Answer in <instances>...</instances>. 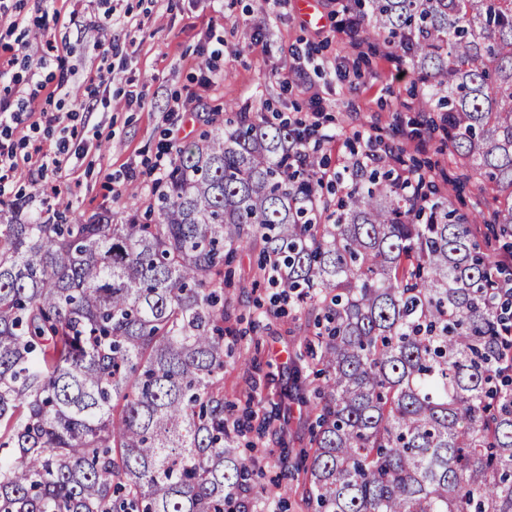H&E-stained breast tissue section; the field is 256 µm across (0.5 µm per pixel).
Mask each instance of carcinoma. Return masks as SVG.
I'll use <instances>...</instances> for the list:
<instances>
[{"label": "carcinoma", "mask_w": 512, "mask_h": 512, "mask_svg": "<svg viewBox=\"0 0 512 512\" xmlns=\"http://www.w3.org/2000/svg\"><path fill=\"white\" fill-rule=\"evenodd\" d=\"M402 51L448 154L492 200L421 207L387 171L325 190L297 131L236 112L176 150L148 221L0 209V512H259L224 417V322L244 249L310 346L306 512H512V0H347Z\"/></svg>", "instance_id": "carcinoma-1"}]
</instances>
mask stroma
<instances>
[{"label": "stroma", "instance_id": "obj_1", "mask_svg": "<svg viewBox=\"0 0 512 512\" xmlns=\"http://www.w3.org/2000/svg\"><path fill=\"white\" fill-rule=\"evenodd\" d=\"M120 24L93 28L102 12L100 0H18L0 14V64L12 58H39L47 48L37 35L48 26L60 47L61 62L76 68L82 80L95 78L97 40L112 44L115 68L100 88V99L81 109L65 103L73 117L69 134L41 133L43 149L67 139L72 154L61 175L25 164L0 186V201L28 199V210L42 207L45 183H57L58 200L73 220L110 210L124 222L144 203L151 187L141 171L163 150L170 133L180 143L197 140L210 119L225 112L264 111L317 123L325 134H340L349 149H362L367 138L399 146L405 160L420 163L433 176L440 194L455 208L477 215L485 204L474 183L459 175L442 144L439 128L425 125L421 91L404 77L393 50L379 42L354 44L341 31L342 15L333 0H318L320 23L305 20L297 0H112ZM306 55L296 58L293 48ZM222 50L223 74L207 82L208 62ZM143 92L145 106L128 104L126 91ZM193 94L189 112L172 111L173 98ZM257 252L238 254L232 266L242 285L234 289L232 311L246 315L255 301H268L269 290L252 288L245 275ZM242 339L226 336L253 357L224 363V400L230 419L246 412L262 414L285 395H308L313 376L299 355L304 344L290 317L261 319L256 327L241 323ZM310 437L304 406L294 405L283 432L257 438L261 484L295 470Z\"/></svg>", "mask_w": 512, "mask_h": 512}]
</instances>
